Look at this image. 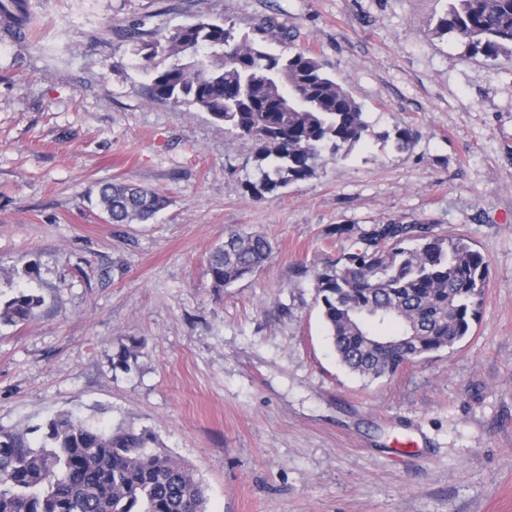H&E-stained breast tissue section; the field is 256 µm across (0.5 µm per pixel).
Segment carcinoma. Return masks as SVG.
<instances>
[{"label": "carcinoma", "mask_w": 512, "mask_h": 512, "mask_svg": "<svg viewBox=\"0 0 512 512\" xmlns=\"http://www.w3.org/2000/svg\"><path fill=\"white\" fill-rule=\"evenodd\" d=\"M467 51L486 60L512 58V0H448L437 20ZM144 57L174 59L152 79L149 97L189 105L258 146L266 162L249 183L255 196L312 177L325 150L360 142L368 132L361 106L307 50L266 51L222 21L199 20L142 43ZM114 224H142L166 208L159 192L124 182L98 189ZM416 224H343L350 248L315 273L316 294L333 347L351 371L378 378L452 348L470 333L489 282V264L464 235ZM261 234L231 230L208 257L214 287L252 275L273 256ZM44 305L20 291L0 303V325L25 324ZM375 324H393L402 344L370 345ZM149 436L94 427L70 413L50 419L41 446L0 430V512H207L196 472L164 450L146 451Z\"/></svg>", "instance_id": "carcinoma-1"}]
</instances>
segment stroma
Segmentation results:
<instances>
[{
    "mask_svg": "<svg viewBox=\"0 0 512 512\" xmlns=\"http://www.w3.org/2000/svg\"><path fill=\"white\" fill-rule=\"evenodd\" d=\"M23 2L28 28L0 23V300L45 304L0 325V428L35 447L61 412L149 431L209 512H512V60L438 33L448 0ZM200 19L283 27L268 51L313 50L367 136L252 195L251 141L148 97L169 61L142 39ZM113 180L168 206L110 223ZM391 219L469 237L490 276L468 336L370 379L338 360L314 270L348 248L337 225ZM231 229L274 256L217 289L207 259ZM44 298L36 293L19 291L4 303H0V325L25 324L35 317L44 305Z\"/></svg>",
    "mask_w": 512,
    "mask_h": 512,
    "instance_id": "obj_1",
    "label": "stroma"
}]
</instances>
